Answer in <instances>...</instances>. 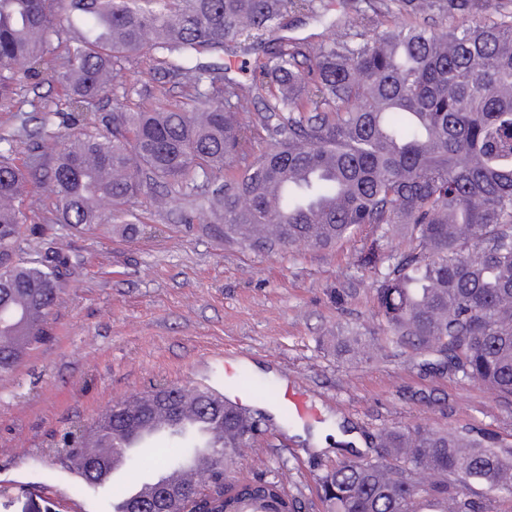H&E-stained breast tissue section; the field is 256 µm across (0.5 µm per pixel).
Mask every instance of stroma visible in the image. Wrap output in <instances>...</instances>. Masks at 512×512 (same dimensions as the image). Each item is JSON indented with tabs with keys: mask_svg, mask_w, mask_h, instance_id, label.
Returning a JSON list of instances; mask_svg holds the SVG:
<instances>
[{
	"mask_svg": "<svg viewBox=\"0 0 512 512\" xmlns=\"http://www.w3.org/2000/svg\"><path fill=\"white\" fill-rule=\"evenodd\" d=\"M324 3V16H290L289 35L343 33L347 0ZM155 86L147 62H130L111 98L92 109L111 114L114 99L135 103ZM132 208L136 230L115 218L56 235V247L83 263L53 311L51 336L0 376V512H102V494L73 495L66 460L47 455L53 435L160 386L238 392L224 380L225 362L236 359L273 388L302 385L318 410L314 424L287 428L277 396L250 402L264 416L262 433L227 470L233 483L287 474L302 512H327L319 480L344 456L314 450L305 436L316 429H346L354 454L368 457L377 432L394 426L492 433L512 446V400L480 383L436 373L425 356L393 346L373 358L337 359L333 336L377 330L375 274L364 258L404 249V234L378 241L364 226L329 249L267 251L184 223L179 207L156 209L146 194Z\"/></svg>",
	"mask_w": 512,
	"mask_h": 512,
	"instance_id": "stroma-1",
	"label": "stroma"
}]
</instances>
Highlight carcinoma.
<instances>
[{
    "mask_svg": "<svg viewBox=\"0 0 512 512\" xmlns=\"http://www.w3.org/2000/svg\"><path fill=\"white\" fill-rule=\"evenodd\" d=\"M322 0H0V107L9 92L44 77L64 105L46 112L35 137L65 144L45 163L38 143L0 134V374L14 370L50 333V317L78 256L48 246L21 257L51 228L27 223L23 197L45 188L54 223L80 230L133 218L146 191L165 208L187 199L185 221L273 250L331 247L369 225L405 231L410 246L376 269L382 337L336 336L344 359L372 357L382 342L436 356L433 368L512 397V0H359L353 33L312 44L279 35L290 14ZM246 47L261 57L249 83L224 76L202 54ZM63 49L59 68H42ZM153 62L154 76L183 101L148 94L135 110L118 103L107 120L91 111L121 65ZM270 141L254 155L255 143ZM156 416L218 423L223 442L187 480L142 500L123 484L106 490L108 512L136 504L164 512L199 508L190 496L224 475L237 449L261 434L250 413L207 389L161 388L108 408L63 434L49 453L95 488L121 440ZM166 468L197 456L191 432L164 439ZM374 459L336 464L321 478L330 512H499L512 495V448L425 428H387ZM484 487V500L470 497ZM296 512L284 479L239 485L213 505L243 500Z\"/></svg>",
    "mask_w": 512,
    "mask_h": 512,
    "instance_id": "1",
    "label": "carcinoma"
}]
</instances>
